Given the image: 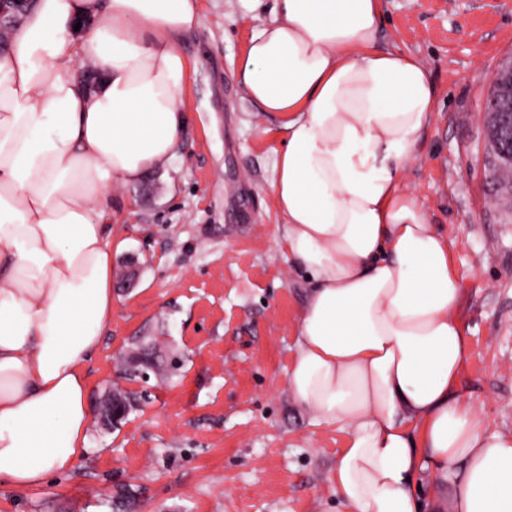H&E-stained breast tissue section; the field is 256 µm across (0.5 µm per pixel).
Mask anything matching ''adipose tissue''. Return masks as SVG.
I'll return each mask as SVG.
<instances>
[{
    "instance_id": "adipose-tissue-1",
    "label": "adipose tissue",
    "mask_w": 512,
    "mask_h": 512,
    "mask_svg": "<svg viewBox=\"0 0 512 512\" xmlns=\"http://www.w3.org/2000/svg\"><path fill=\"white\" fill-rule=\"evenodd\" d=\"M380 19L381 0H273L239 61L285 133L271 193L310 279L288 386L346 435L330 477L341 512H512V436L456 393L463 279L402 185L435 87L414 56L376 48ZM200 21L199 0H37L0 59V479L15 487L68 472L87 446L110 190L174 157L180 39Z\"/></svg>"
}]
</instances>
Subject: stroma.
I'll use <instances>...</instances> for the list:
<instances>
[{
	"label": "stroma",
	"instance_id": "obj_1",
	"mask_svg": "<svg viewBox=\"0 0 512 512\" xmlns=\"http://www.w3.org/2000/svg\"><path fill=\"white\" fill-rule=\"evenodd\" d=\"M181 39L187 124L174 158L111 195L112 265L140 264L114 288L85 365L89 403L125 383L134 343L152 349L148 403L122 427L89 421L65 474L19 489L0 512H336L329 475L346 436L288 389L308 282L282 248L270 189L277 119L247 98L238 63L266 8L200 0ZM377 45L426 68L437 108L404 186L450 245L465 282L469 350L457 393L490 431L512 435V203L488 178L485 104L512 61V0H382Z\"/></svg>",
	"mask_w": 512,
	"mask_h": 512
}]
</instances>
